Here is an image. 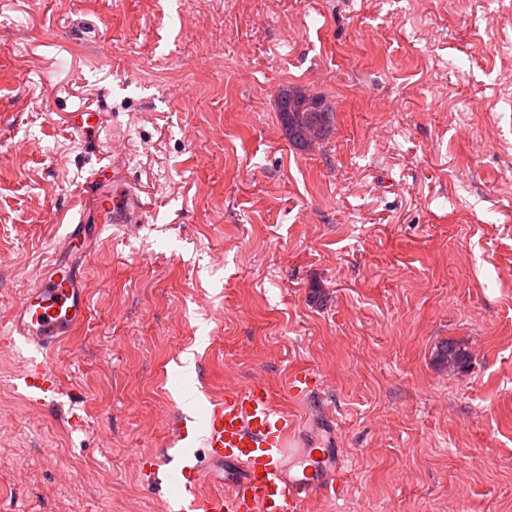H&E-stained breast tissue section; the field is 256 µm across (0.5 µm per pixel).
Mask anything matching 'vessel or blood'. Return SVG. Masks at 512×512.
Wrapping results in <instances>:
<instances>
[{
	"mask_svg": "<svg viewBox=\"0 0 512 512\" xmlns=\"http://www.w3.org/2000/svg\"><path fill=\"white\" fill-rule=\"evenodd\" d=\"M143 211L137 194L114 184L99 199L96 230L128 228L139 222ZM65 240L54 262L14 309L6 332L8 340H22L42 353L74 335L87 318L85 295L66 259L67 243L87 242L86 219L72 221ZM22 379L30 393L43 397L63 389L47 364L33 358L27 359ZM318 383L313 372L297 369L289 374L282 392L292 401L304 402L317 391ZM173 428L184 456L205 448L212 468L223 470L224 478L210 493L199 496L192 491L202 476L198 465L168 471L167 479L185 490L169 502L168 512H308L312 503L343 491L344 451L315 450L301 437L298 421L278 407L263 385L213 400L203 428L183 416Z\"/></svg>",
	"mask_w": 512,
	"mask_h": 512,
	"instance_id": "1",
	"label": "vessel or blood"
}]
</instances>
